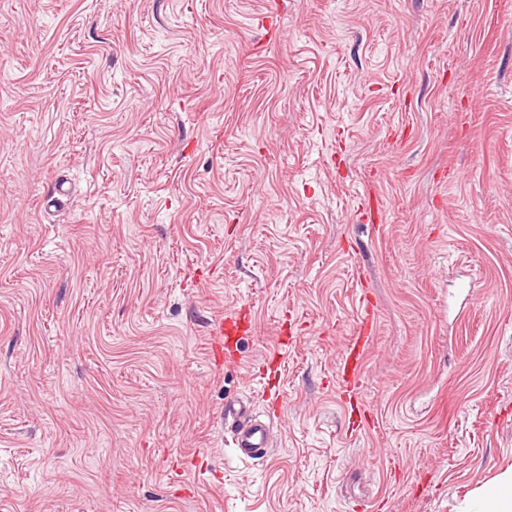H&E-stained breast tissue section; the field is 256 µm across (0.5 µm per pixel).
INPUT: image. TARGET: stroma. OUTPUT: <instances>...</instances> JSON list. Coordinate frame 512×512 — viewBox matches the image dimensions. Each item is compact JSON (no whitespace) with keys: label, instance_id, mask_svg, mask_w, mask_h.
<instances>
[{"label":"stroma","instance_id":"stroma-1","mask_svg":"<svg viewBox=\"0 0 512 512\" xmlns=\"http://www.w3.org/2000/svg\"><path fill=\"white\" fill-rule=\"evenodd\" d=\"M509 470L512 0H0V512H479ZM376 323L375 312L370 305L364 307L360 322L355 329L353 339L344 354L337 379L346 388H358L362 385L361 374L365 354L374 333ZM252 331L253 323L251 317L244 311L237 316L231 315L224 318L222 315L214 319L211 333L213 342L210 351L212 363L216 366L223 365L224 350H230L235 347L237 351L239 341L243 336L251 334ZM220 421L230 432L236 455L242 461L262 460L273 446L270 425L256 416L250 397L227 398Z\"/></svg>","mask_w":512,"mask_h":512}]
</instances>
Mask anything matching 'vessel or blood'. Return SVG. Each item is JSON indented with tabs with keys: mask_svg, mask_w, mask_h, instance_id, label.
<instances>
[{
	"mask_svg": "<svg viewBox=\"0 0 512 512\" xmlns=\"http://www.w3.org/2000/svg\"><path fill=\"white\" fill-rule=\"evenodd\" d=\"M375 323L373 308L364 307L354 337L337 373V378L344 387L358 388L362 385L363 360L372 339ZM252 331V320L249 314L244 312L214 319L210 351L213 364L223 365L225 351L236 347L242 337L251 334ZM220 421L230 432L235 452L242 461L262 460L273 446L270 425L256 416L251 398L242 396L226 399Z\"/></svg>",
	"mask_w": 512,
	"mask_h": 512,
	"instance_id": "vessel-or-blood-1",
	"label": "vessel or blood"
}]
</instances>
